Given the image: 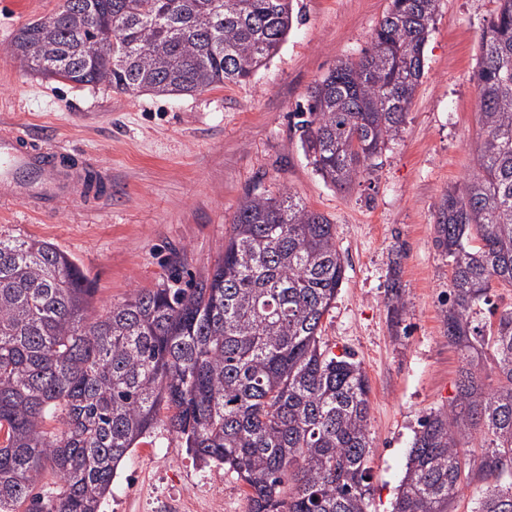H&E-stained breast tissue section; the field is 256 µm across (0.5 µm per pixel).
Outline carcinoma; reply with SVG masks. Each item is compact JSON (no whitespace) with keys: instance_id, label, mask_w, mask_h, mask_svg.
I'll return each instance as SVG.
<instances>
[{"instance_id":"1","label":"carcinoma","mask_w":512,"mask_h":512,"mask_svg":"<svg viewBox=\"0 0 512 512\" xmlns=\"http://www.w3.org/2000/svg\"><path fill=\"white\" fill-rule=\"evenodd\" d=\"M493 2L474 75L484 136L436 214L444 324L465 365L455 400L420 422L394 512H450L475 481L472 512H512V307L482 319L493 289L512 288V0ZM439 5L390 0L361 56L293 113L325 182L349 187L403 133ZM293 21V0H63L9 51L46 79L193 93L248 80ZM344 272L335 224L289 192L246 194L188 284L174 270L99 308L70 254L0 234V512H99L130 449L166 433L235 472L247 512H367V379L321 341ZM473 429L478 458L460 447ZM48 467L57 487L41 495Z\"/></svg>"}]
</instances>
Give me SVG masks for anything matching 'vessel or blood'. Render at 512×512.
<instances>
[{
  "label": "vessel or blood",
  "instance_id": "b4317fda",
  "mask_svg": "<svg viewBox=\"0 0 512 512\" xmlns=\"http://www.w3.org/2000/svg\"><path fill=\"white\" fill-rule=\"evenodd\" d=\"M62 150L32 146L18 128H0V206L24 201L36 211L65 195L70 185L61 171Z\"/></svg>",
  "mask_w": 512,
  "mask_h": 512
}]
</instances>
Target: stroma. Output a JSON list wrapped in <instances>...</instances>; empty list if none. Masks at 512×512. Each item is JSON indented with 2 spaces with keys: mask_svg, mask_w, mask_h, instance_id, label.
Segmentation results:
<instances>
[{
  "mask_svg": "<svg viewBox=\"0 0 512 512\" xmlns=\"http://www.w3.org/2000/svg\"><path fill=\"white\" fill-rule=\"evenodd\" d=\"M60 3L0 0V124L23 128L37 147L64 145L74 184L47 213L5 208L0 233L69 253L101 306L156 287L176 251L187 253L189 274L211 266L246 193L289 191L328 216L345 275L322 340L334 354L352 353L367 377L368 512H393L420 421L453 401L463 365L444 334L450 270L435 224L481 139L474 74L492 0H441L405 129L347 189L313 170L293 114L315 81L360 55L389 0H296L286 40L250 80L187 95H126L27 72L7 46ZM198 466L166 436L156 455L129 451L118 468L129 481L113 484L112 496L143 497L171 479L198 496L223 489L224 512H246L249 488L236 473L220 465L205 481Z\"/></svg>",
  "mask_w": 512,
  "mask_h": 512,
  "instance_id": "obj_1",
  "label": "stroma"
}]
</instances>
